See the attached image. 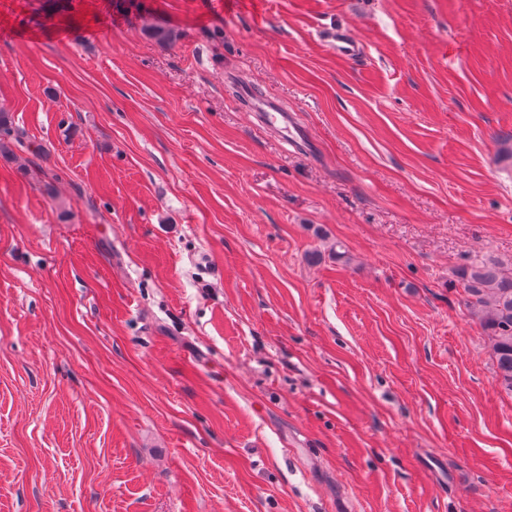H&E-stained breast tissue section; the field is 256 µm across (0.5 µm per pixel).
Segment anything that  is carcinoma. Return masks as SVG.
<instances>
[{
  "label": "carcinoma",
  "mask_w": 512,
  "mask_h": 512,
  "mask_svg": "<svg viewBox=\"0 0 512 512\" xmlns=\"http://www.w3.org/2000/svg\"><path fill=\"white\" fill-rule=\"evenodd\" d=\"M24 146L23 136L7 114L0 113V152ZM463 284L466 305L477 315L491 342L495 376L512 392V272L503 264L480 260L455 271Z\"/></svg>",
  "instance_id": "cac0c4a2"
}]
</instances>
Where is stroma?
Masks as SVG:
<instances>
[{"instance_id":"obj_1","label":"stroma","mask_w":512,"mask_h":512,"mask_svg":"<svg viewBox=\"0 0 512 512\" xmlns=\"http://www.w3.org/2000/svg\"><path fill=\"white\" fill-rule=\"evenodd\" d=\"M0 111V512H512V0H0ZM327 42L336 50V53L350 58H359L365 51L359 37L345 27L336 28ZM243 93L244 100L260 125L273 130L294 148L311 150L312 141L306 130L296 124L291 114L282 112L275 100L256 95L250 87L244 88ZM455 274L491 342L495 376L512 392V272L505 273L498 261L480 260Z\"/></svg>"}]
</instances>
